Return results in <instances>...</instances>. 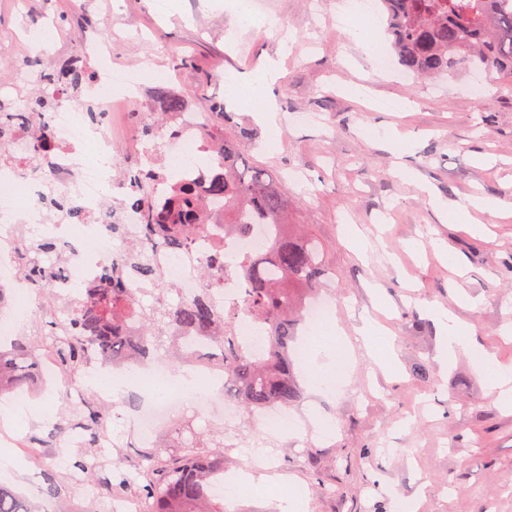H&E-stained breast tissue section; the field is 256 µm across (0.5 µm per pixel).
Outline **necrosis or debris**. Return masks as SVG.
<instances>
[{
  "label": "necrosis or debris",
  "mask_w": 512,
  "mask_h": 512,
  "mask_svg": "<svg viewBox=\"0 0 512 512\" xmlns=\"http://www.w3.org/2000/svg\"><path fill=\"white\" fill-rule=\"evenodd\" d=\"M83 54L95 64L93 79L85 91L84 99L95 101L101 119L92 122L81 110L82 101L52 105L46 112L56 151L50 161H43L36 153L31 126L11 124L0 139V286L11 289L13 301L0 308V336H13L17 316L24 310L31 293L18 266L14 251V229L27 226L31 237L53 238L68 252L69 260L63 273L54 283L56 292L67 299L78 300L86 284L121 255L114 246L110 224L123 225L127 239H136L140 233L142 211L131 207L107 215L102 208L106 187L117 186L128 192V183H113L112 107L124 105L129 120L122 136L130 142L141 165L162 166L167 174L180 181L201 182L203 174L198 158L204 151L202 143L203 120L198 112L185 110L176 118L177 134L162 133L145 139L138 135L135 118L147 104L145 91L155 81L168 80L166 71L149 73L124 69L112 63V45L102 36L90 35L83 42ZM60 96L57 88L48 87L41 71L28 70L19 75L14 85L0 90V97L8 98L10 111L27 112L32 91ZM64 189L66 196L76 205L81 221L69 224L46 215L40 205L47 186ZM271 232L259 226L247 237L225 234L223 225H209L206 234L196 239L191 249L173 251L157 247L152 249L154 267L176 289L180 298H191L201 282L195 274L216 241H223L226 254L224 267V299L241 301L247 285L234 271V262L242 255H258L268 247ZM129 388L142 393L139 409L127 417L123 425L142 442H149L154 424L176 410L179 400L172 395L154 396L153 389L161 383L167 370L153 367L142 374L134 369H120Z\"/></svg>",
  "instance_id": "necrosis-or-debris-1"
}]
</instances>
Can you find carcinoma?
Returning <instances> with one entry per match:
<instances>
[{
	"instance_id": "obj_1",
	"label": "carcinoma",
	"mask_w": 512,
	"mask_h": 512,
	"mask_svg": "<svg viewBox=\"0 0 512 512\" xmlns=\"http://www.w3.org/2000/svg\"><path fill=\"white\" fill-rule=\"evenodd\" d=\"M387 32L402 70L417 76L437 78L464 68L479 74L489 87L499 88L512 79V0H379ZM92 73L68 71L59 84L64 90L89 81ZM156 108L166 117L160 126H141L143 137L170 130L176 113L187 106L182 95L159 88ZM204 139L215 152L223 170L210 178L208 193L224 201L227 232L248 236L257 225H273L267 251L244 255L236 272L247 282L244 308L262 323L267 352L252 355L235 336L238 310L224 306L217 289L224 285V243L213 245L201 270L202 288L190 300H168L174 286L167 282L149 259L155 246L187 249L202 234L213 216L193 224L192 215L201 200L192 183L168 184L169 196L163 209L153 207V189L166 181L160 171L145 174L129 170L124 176L135 184L134 204L143 208L142 237L127 241L119 260L89 282L84 296L67 314L64 322H50L49 331L0 341V393L34 381L42 361L50 357L64 382L73 384L90 360L104 367L137 364L169 348L175 359L186 357L173 346V330L195 334L207 343H227L222 365L228 381V395L248 412L273 405L293 406L303 399V388L291 358L297 326L302 321L301 302L322 290L328 264L319 240L302 232L297 224L284 220L285 206L267 171L246 160L243 141L251 134L242 131L238 139L224 137L225 112H207ZM36 251L59 254L49 239L28 242L24 233L15 241L17 262L36 294L53 304L57 296L53 281L62 270L43 267L30 256ZM132 278L153 285L155 301L144 305L132 297L127 282ZM107 411L84 405L71 416L69 426L97 440ZM172 447L176 451L149 456V467L141 482L129 480L119 471L108 476L80 458L75 462L85 482L109 498L128 492L150 504V512H224V504L208 493V481L224 470V429L217 428L204 439L195 434L191 420L172 422ZM0 512H39V506L9 486L0 483Z\"/></svg>"
}]
</instances>
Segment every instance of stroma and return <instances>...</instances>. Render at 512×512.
I'll return each instance as SVG.
<instances>
[{
	"instance_id": "obj_1",
	"label": "stroma",
	"mask_w": 512,
	"mask_h": 512,
	"mask_svg": "<svg viewBox=\"0 0 512 512\" xmlns=\"http://www.w3.org/2000/svg\"><path fill=\"white\" fill-rule=\"evenodd\" d=\"M0 0V51L12 64L0 71H50L57 61L82 66L77 30L85 18L110 19L114 61L161 65L172 91L187 95L198 112L224 105L226 135L253 133L247 156L268 169L285 200L288 221L304 225L322 242L338 336L350 347V371L336 393L306 394L297 407L304 427L276 436L265 447L246 424L235 447L224 451V470L237 471L245 453L266 448L268 470L308 492L306 512H390L393 498L420 500V512H512V410L489 396L479 365L466 354L452 364L440 356L441 339L428 313L452 310L475 329L474 339L512 367V92L470 97L467 71L436 81L402 80L376 71L336 19V0H267L271 26L243 28L235 0ZM57 24L53 51L29 56L13 44L22 27L38 24L41 11ZM185 58L176 67L172 56ZM281 63L282 78L269 88L279 116L320 113L323 124L280 125L268 148V128L255 101L227 96L230 78ZM367 88L366 100L346 84ZM397 128L410 141L396 175L383 133ZM297 171L299 181L288 178ZM444 202L476 193L501 201V215H483L488 236L475 235L447 211L430 204L420 185ZM457 256L462 270L448 265ZM392 334L386 367H377L356 344L362 318ZM425 366L428 379L415 374ZM335 426L321 436L317 423ZM46 443L39 458L0 447V458L22 461L28 475L0 469V482L53 508L47 478L55 476L77 512L90 498L82 473L59 466L67 442L50 427L30 421L21 441Z\"/></svg>"
}]
</instances>
